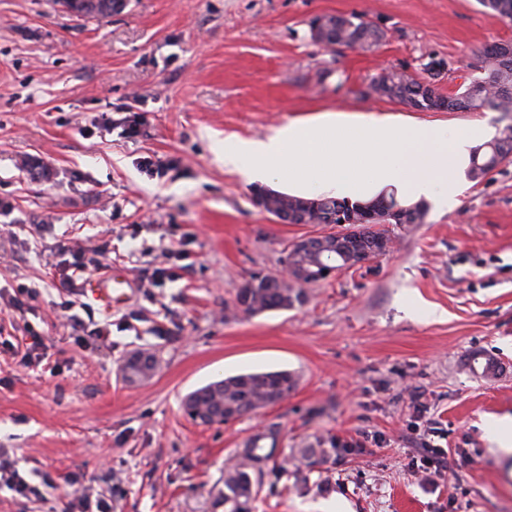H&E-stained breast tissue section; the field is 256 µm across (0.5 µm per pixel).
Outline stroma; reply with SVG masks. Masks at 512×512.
<instances>
[{
  "instance_id": "obj_1",
  "label": "stroma",
  "mask_w": 512,
  "mask_h": 512,
  "mask_svg": "<svg viewBox=\"0 0 512 512\" xmlns=\"http://www.w3.org/2000/svg\"><path fill=\"white\" fill-rule=\"evenodd\" d=\"M356 15L386 37L373 50L314 43L319 15ZM512 43V21L477 0H125L104 19L60 0H0V338L38 332L55 373L0 353V461L29 485L0 486V512H224L213 486L237 448L272 424L282 454L316 441L361 443L318 472L267 470L254 512H512V461L485 437L512 417V158L464 179L457 203L423 223L386 224V255L305 287L304 305L247 317L225 309L250 275L281 276L293 242L333 224H283L225 168L224 139L258 138L325 112L397 117L493 138L512 113L417 112L366 96L403 69L453 92L474 53ZM143 123L125 130L133 115ZM100 247L132 281L102 311L59 292L69 239ZM171 275L154 280L156 268ZM106 341L76 342L75 321ZM137 351L159 368H121ZM494 358L497 378L470 370ZM290 370L288 400L203 425L184 396L248 371ZM447 450L459 477L423 483V444Z\"/></svg>"
}]
</instances>
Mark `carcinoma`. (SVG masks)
<instances>
[{"label":"carcinoma","instance_id":"carcinoma-1","mask_svg":"<svg viewBox=\"0 0 512 512\" xmlns=\"http://www.w3.org/2000/svg\"><path fill=\"white\" fill-rule=\"evenodd\" d=\"M66 7L77 11L82 18H107L123 8V0H63ZM479 4L491 14L512 20V0H479ZM383 38V33L371 24L353 18L338 17L336 26L312 36V40L326 48L347 46L370 49ZM477 69L484 73L467 85L448 95L439 92L432 81L422 83L413 75L397 69L383 71L368 87L366 94L398 101L418 111L448 110L450 112L477 111L484 108L498 112H512V44L491 43L477 53ZM512 156V125L504 127L491 141L478 147L471 156L468 175L480 180L490 171ZM308 204L305 209L306 223L322 222L324 207L351 211L355 217L362 215L363 203L348 198L316 197L303 198L279 194L266 200L265 210L276 215L285 206ZM373 219L357 226V230L345 237L350 243L344 255L325 265L333 271L351 268L369 257L353 244V239L376 236L377 224L390 222L392 210L400 204L392 196H381L371 200ZM307 300L304 289L295 287L294 281L253 274L236 291L233 311L254 316L266 311L288 310L303 305ZM298 377L288 370L246 372L211 382L189 393L183 403L184 412L194 421H207L216 410H224V416L233 420L248 415L260 408L280 403L296 389ZM279 430L271 426L266 432L253 436L245 447L234 453L232 461L224 466L223 476L217 487L216 499L224 506V512H253L264 468L269 462H277V449H264V439L276 440ZM294 459L313 470L336 463V443L329 448H297Z\"/></svg>","mask_w":512,"mask_h":512}]
</instances>
